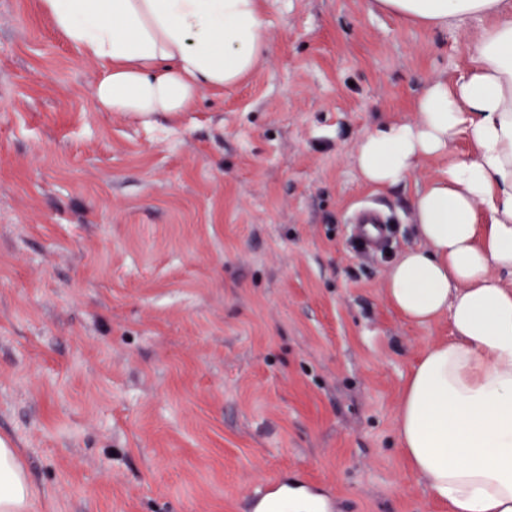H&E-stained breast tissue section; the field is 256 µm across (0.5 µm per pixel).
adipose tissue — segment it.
<instances>
[{
	"label": "adipose tissue",
	"instance_id": "1",
	"mask_svg": "<svg viewBox=\"0 0 512 512\" xmlns=\"http://www.w3.org/2000/svg\"><path fill=\"white\" fill-rule=\"evenodd\" d=\"M41 14L95 64L97 111L189 112L206 89L237 86L263 63L265 0H38ZM426 28L481 22L470 64L432 81L417 117L369 130L360 178L391 189L425 160L440 176L411 204L418 246L386 279L410 323L448 317V340L410 372L396 438L426 492L449 512H512V0H374ZM473 146L455 157L459 133ZM16 449L0 448V512H39Z\"/></svg>",
	"mask_w": 512,
	"mask_h": 512
}]
</instances>
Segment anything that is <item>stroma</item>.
<instances>
[{"mask_svg": "<svg viewBox=\"0 0 512 512\" xmlns=\"http://www.w3.org/2000/svg\"><path fill=\"white\" fill-rule=\"evenodd\" d=\"M262 20L243 84L137 119L95 111L96 67L37 0H0V446L46 512H249L283 476L327 512H448L395 438L448 321L411 324L384 288L445 163L381 189L353 156L469 63L477 27L370 0ZM368 202L395 218L388 253L355 244Z\"/></svg>", "mask_w": 512, "mask_h": 512, "instance_id": "1", "label": "stroma"}]
</instances>
